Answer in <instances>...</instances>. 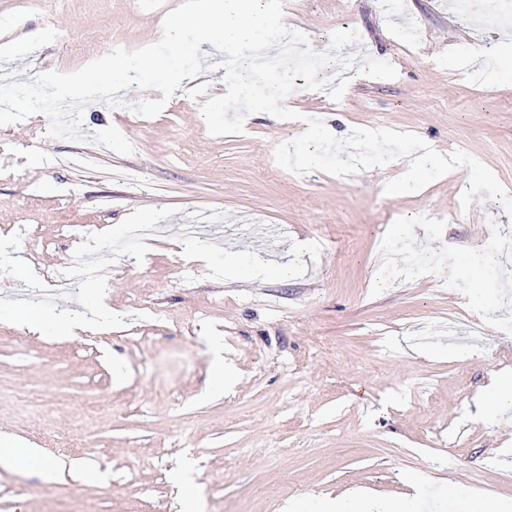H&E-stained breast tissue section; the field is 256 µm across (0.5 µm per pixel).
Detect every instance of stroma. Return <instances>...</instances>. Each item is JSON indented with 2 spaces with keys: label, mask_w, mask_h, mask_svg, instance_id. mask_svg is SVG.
<instances>
[{
  "label": "stroma",
  "mask_w": 512,
  "mask_h": 512,
  "mask_svg": "<svg viewBox=\"0 0 512 512\" xmlns=\"http://www.w3.org/2000/svg\"><path fill=\"white\" fill-rule=\"evenodd\" d=\"M181 2L0 0V49L30 43L23 57L0 52V73L26 82L155 43ZM457 2L405 0L391 14L383 0H284L285 25L315 51L353 29L357 51L398 71L353 75L335 95L296 78L286 104L297 122L253 113L242 133L211 135L200 107L227 87L205 42L206 70L155 117L129 105L161 92L133 87L125 107L88 105L83 142L47 137L42 114L0 127V443L45 463L0 465V512H181L173 472L186 458L203 512H282L350 487L397 497L422 472L434 480L418 512L512 500V409L486 396L512 372V251L492 246L512 216L494 201L462 209L465 168L387 196L407 160L344 177L274 161L313 117L341 138L385 128L465 151L512 194V69L489 51L512 31L480 26ZM477 70L496 82H475ZM111 125L130 155L92 142ZM143 212L145 240L130 232ZM191 224L210 260L183 257ZM228 253L239 280L224 277ZM257 257L288 263V276L248 277ZM88 258L101 279L52 293L57 273ZM100 294L116 316L105 335L33 334L17 321L91 316ZM217 340L234 377L221 389Z\"/></svg>",
  "instance_id": "1"
}]
</instances>
